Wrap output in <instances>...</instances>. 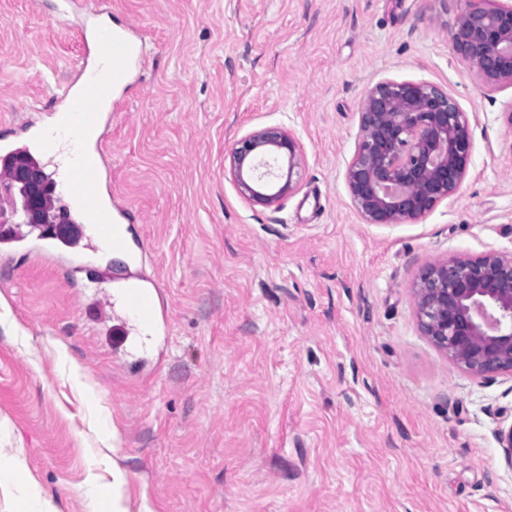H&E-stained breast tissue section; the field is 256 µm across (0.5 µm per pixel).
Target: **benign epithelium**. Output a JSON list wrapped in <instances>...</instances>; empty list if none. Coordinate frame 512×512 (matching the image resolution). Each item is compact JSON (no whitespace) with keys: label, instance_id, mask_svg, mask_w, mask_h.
<instances>
[{"label":"benign epithelium","instance_id":"benign-epithelium-1","mask_svg":"<svg viewBox=\"0 0 512 512\" xmlns=\"http://www.w3.org/2000/svg\"><path fill=\"white\" fill-rule=\"evenodd\" d=\"M466 7L449 30L452 50L484 94L512 87V2ZM473 127L448 90L430 82L380 80L366 92L356 148L345 169L350 199L366 224H412L455 196L466 176ZM300 141L281 125L234 142L228 173L252 205L277 209L297 188ZM5 189L20 198L24 223H52L42 210L47 185L25 163ZM418 329L459 369L476 379L512 377V252L455 256L424 266L412 286ZM512 468V424L497 429Z\"/></svg>","mask_w":512,"mask_h":512}]
</instances>
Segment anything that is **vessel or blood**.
Here are the masks:
<instances>
[{
    "label": "vessel or blood",
    "mask_w": 512,
    "mask_h": 512,
    "mask_svg": "<svg viewBox=\"0 0 512 512\" xmlns=\"http://www.w3.org/2000/svg\"><path fill=\"white\" fill-rule=\"evenodd\" d=\"M85 54L91 65L82 67L77 79L79 95H63L61 111L75 113L78 120L94 127H106L112 122L111 106L117 82L128 80L143 57V39L136 26H128L125 34L102 36L86 45ZM107 158L100 141L80 147L72 167L63 173L70 207L87 226L92 227L101 247L118 256H132L128 237L118 226L127 211L112 204L103 192ZM112 286L124 308L147 327L158 325L165 315L160 286L156 281L130 274H113Z\"/></svg>",
    "instance_id": "vessel-or-blood-1"
}]
</instances>
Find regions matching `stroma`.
<instances>
[{
	"instance_id": "stroma-1",
	"label": "stroma",
	"mask_w": 512,
	"mask_h": 512,
	"mask_svg": "<svg viewBox=\"0 0 512 512\" xmlns=\"http://www.w3.org/2000/svg\"><path fill=\"white\" fill-rule=\"evenodd\" d=\"M107 2L145 38L104 148L166 324L139 340L111 282L0 256V454L57 512H90L116 467L129 512H512V377L453 365L411 297L431 262L512 250V88L483 94L454 56L463 0ZM86 32L59 0H0V145L32 148L21 126L54 119ZM383 79L478 117L460 191L415 224L363 223L345 182ZM271 125L305 154L274 211L224 172Z\"/></svg>"
}]
</instances>
